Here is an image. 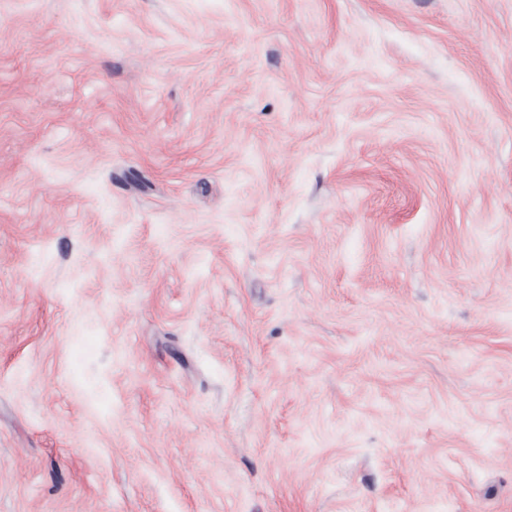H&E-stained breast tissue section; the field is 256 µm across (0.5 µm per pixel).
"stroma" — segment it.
Instances as JSON below:
<instances>
[{
	"mask_svg": "<svg viewBox=\"0 0 512 512\" xmlns=\"http://www.w3.org/2000/svg\"><path fill=\"white\" fill-rule=\"evenodd\" d=\"M0 512H512V0H0Z\"/></svg>",
	"mask_w": 512,
	"mask_h": 512,
	"instance_id": "35a3bbf8",
	"label": "stroma"
}]
</instances>
